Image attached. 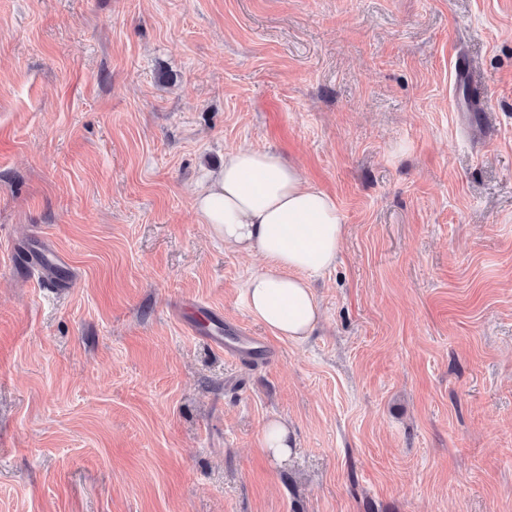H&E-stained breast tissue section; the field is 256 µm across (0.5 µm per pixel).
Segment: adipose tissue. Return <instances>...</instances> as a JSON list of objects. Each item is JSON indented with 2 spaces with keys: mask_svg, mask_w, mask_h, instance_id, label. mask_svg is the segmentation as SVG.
I'll return each instance as SVG.
<instances>
[{
  "mask_svg": "<svg viewBox=\"0 0 512 512\" xmlns=\"http://www.w3.org/2000/svg\"><path fill=\"white\" fill-rule=\"evenodd\" d=\"M194 207L225 245L261 256L246 288L255 319L301 340L319 319L312 277L335 265L345 227L334 199L271 150L241 145L206 173Z\"/></svg>",
  "mask_w": 512,
  "mask_h": 512,
  "instance_id": "adipose-tissue-1",
  "label": "adipose tissue"
}]
</instances>
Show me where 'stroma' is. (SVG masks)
I'll use <instances>...</instances> for the list:
<instances>
[{
  "label": "stroma",
  "instance_id": "1",
  "mask_svg": "<svg viewBox=\"0 0 512 512\" xmlns=\"http://www.w3.org/2000/svg\"><path fill=\"white\" fill-rule=\"evenodd\" d=\"M243 144L343 216L301 341L193 207ZM0 512H512V0H0ZM262 445L268 455L279 460L288 458L291 450L288 443V426L281 421H268L262 434Z\"/></svg>",
  "mask_w": 512,
  "mask_h": 512
}]
</instances>
